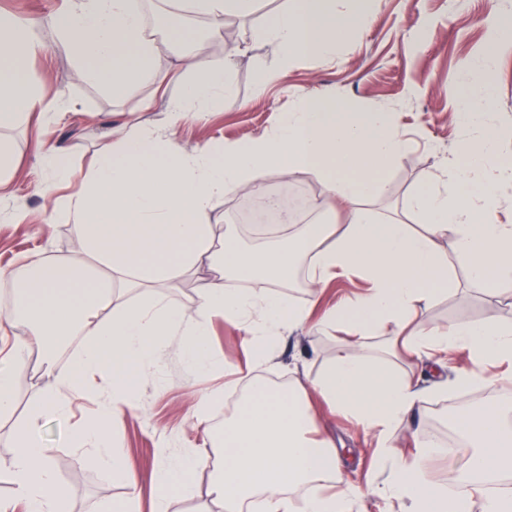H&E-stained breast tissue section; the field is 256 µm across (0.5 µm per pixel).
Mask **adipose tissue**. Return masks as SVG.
<instances>
[{"mask_svg":"<svg viewBox=\"0 0 512 512\" xmlns=\"http://www.w3.org/2000/svg\"><path fill=\"white\" fill-rule=\"evenodd\" d=\"M182 12L206 16L205 38L190 42L182 56L189 76L181 94L166 104L163 123L131 127L120 147L103 142L80 188L61 193L70 171L65 151L50 144L40 153L50 178L38 185L52 215L72 224L81 249L62 257L48 252L0 268V278L23 284L22 304H0V329L23 324L25 333L7 339L10 365L40 352L50 383L29 402V420L13 436L16 452L4 475L13 487L0 500V512H61L67 491L52 465L40 431L41 420L68 418L75 399L95 390L89 422L67 441L99 457L118 479H126L124 452L117 440L127 412L137 408L139 372L169 336L182 339V354L201 375L223 367L206 345L213 317L240 325L247 334L250 368L266 365L289 330L308 323L307 309L267 290H232L229 282L254 273L284 279L299 259L309 262L306 286L321 292L335 277L354 273L366 290L326 309L318 324L338 329L334 355L314 374L295 378L287 390L269 388L258 377L236 414L225 422L211 493L223 512H239L253 495L264 512H348L358 487L329 488L340 459L331 436L320 433L314 399L366 431L377 434L376 453L396 456L395 432L420 412L432 395L418 379L391 375V356L427 359L440 365L449 352L467 351L471 365L463 382H480V368L512 363V321L489 315L452 326H415L418 310L447 294L457 278L441 241L452 240L464 262L467 281L494 289L512 280V224L495 216L512 191V164L498 155L499 130L488 119L489 96L461 100L462 119L471 129L432 181L410 198L423 218L421 230L391 219L370 220L364 200L385 191L384 173L407 148L390 113L344 112L334 101L305 99L282 113L273 130L217 150L173 151L171 129L203 114L232 91L228 69L207 60L210 43L225 39L226 17L246 18L258 0H165ZM374 0H289L264 25L261 37L280 63L335 55L352 29L368 22ZM53 40L77 65L81 81L103 86L113 98L128 96L142 80L164 86L158 72L160 42L148 27L139 0H64L43 22ZM35 21L0 12V128L20 117H36L52 129L66 105L65 95L46 101L41 89L20 71V63L40 50ZM317 174L324 191L316 206L332 216L329 224L257 225L260 249H245L235 234L213 245L214 205L248 193L268 177ZM211 281L196 295L192 309L169 302L165 291L200 271ZM135 290L145 299L132 298ZM80 337L72 366L54 371L49 342L60 335ZM370 336L388 344L370 350ZM457 425L469 440L465 478L456 491L429 479L437 454L431 433L414 434L415 453L390 472L375 492L402 501L404 512H512V489L486 491L489 474L512 473V415L488 405L461 417ZM209 462L203 449L173 455L160 450L153 472V512H167L179 481ZM306 492L293 501L286 489Z\"/></svg>","mask_w":512,"mask_h":512,"instance_id":"ef3b65f1","label":"adipose tissue"}]
</instances>
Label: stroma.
<instances>
[{
	"mask_svg": "<svg viewBox=\"0 0 512 512\" xmlns=\"http://www.w3.org/2000/svg\"><path fill=\"white\" fill-rule=\"evenodd\" d=\"M288 0H259L247 19L227 18L228 42L237 54L231 63V94L200 118L184 121L172 135L176 150L189 152L205 144L245 141L266 133L279 115L294 109L299 98L334 97L340 108L351 112L377 110L395 116L405 154L388 167L382 196L368 201L378 218L396 217L419 224L418 214L408 212L410 195L428 181L443 156L451 155L465 130L460 124L456 99L448 89L461 82L465 72L489 66L492 101L489 111L503 136V157L512 160V47L492 49L491 17L512 20V0H375L369 22L351 31L339 45L335 57H310L279 66L259 32L270 16L284 9ZM180 46H161L156 65L170 71L172 79L163 91L151 82L133 87L126 99L117 100L103 87L81 82L66 51L54 42L31 58L26 67L41 79L47 99L65 94L72 105L52 134H45L36 119H20L4 134L14 143L19 171L9 193L0 198V266L24 256L47 251L61 256L80 249L70 224L51 218L47 201L37 191L44 172L37 145L51 140L67 149L72 176L67 190H76L105 137H119L130 125L153 126L165 117L169 98L178 96L183 83L178 78ZM276 69L275 79L260 85L261 75ZM244 194L216 204L209 219L215 226V243L223 245L225 229L237 231L245 245H252L249 225L238 223L236 213ZM488 314L487 288L461 283L429 306L419 310L417 320L431 327L463 321H479ZM209 348L223 357V371L202 377L177 354L175 347L158 352L141 372L140 403L127 414L119 440L126 449V465L140 491V512H150L151 474L156 465L155 448L168 444L172 451L204 446L209 434H220L221 420L235 414L241 399L231 390L210 408L211 431L194 426L192 406L200 393L223 387L237 372L246 370L249 349L243 329L214 318ZM335 351L332 338L311 335L300 327L285 334L272 360L262 370L265 380L291 382L302 371L319 370ZM466 355L449 354L439 370L423 369L425 384L442 382L441 391L428 400L422 415L398 430L401 443H409L411 432H439L448 427V415L456 408L476 410L486 401H512V368L488 365L477 384H458L454 378L464 367ZM39 358L12 368L15 408L0 417V468L7 467L14 453L12 434L27 419L30 398L47 385L38 366ZM95 406L94 396L75 401L71 417L46 419L41 423L45 445L59 479L67 489L63 512H110L113 503L130 493L128 483L113 478L98 465L92 452L67 447L72 429ZM321 427L342 440L337 480L368 488V495L350 506L351 512H399L398 503H386L371 495V487L382 484L396 464L395 459L377 458L375 440L341 417H325ZM211 469H196L170 497L169 512H217L210 496Z\"/></svg>",
	"mask_w": 512,
	"mask_h": 512,
	"instance_id": "obj_1",
	"label": "stroma"
}]
</instances>
